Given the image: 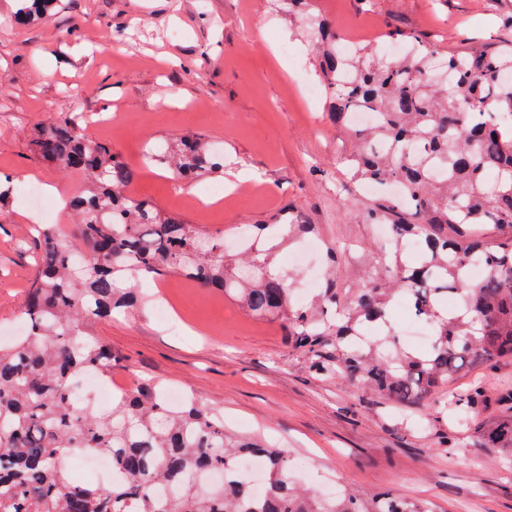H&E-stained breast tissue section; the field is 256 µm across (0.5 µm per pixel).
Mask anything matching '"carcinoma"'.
Returning a JSON list of instances; mask_svg holds the SVG:
<instances>
[{"label":"carcinoma","mask_w":512,"mask_h":512,"mask_svg":"<svg viewBox=\"0 0 512 512\" xmlns=\"http://www.w3.org/2000/svg\"><path fill=\"white\" fill-rule=\"evenodd\" d=\"M58 0H18L15 21L47 17ZM306 33L321 49L320 79L329 117L354 136L352 177L386 188L363 204L367 224H387L395 242L415 239L412 260L400 248L385 259L365 256L362 286L328 327L314 309L290 303L288 278L272 271L280 242L302 238L313 224H258L242 240L252 266L241 276L228 263L224 238L205 237L126 194L134 172L105 144L85 134L81 116L41 127L32 146L60 170L81 173L85 191L71 201L79 215L67 239L50 224L39 234V275L23 303L25 335L0 346V512H431L422 501L380 493L334 499L295 486L278 448L224 432V416L193 399L167 405L141 385L106 409H73L71 388L89 372L107 377L112 350L91 332L96 320L141 302L145 273L175 272L203 288L237 298L258 316L278 318L310 354V368L336 375L399 407L442 397L475 363L512 357V48L471 47L443 57L449 81L426 68L434 46L386 62L364 45L352 56L326 19L309 14ZM373 124H349L353 108ZM149 164L180 180L224 173V151L194 132L156 143ZM490 225L495 234L487 236ZM483 268L473 282L468 269ZM460 296L445 314L448 294ZM409 298L431 326V346L413 354L396 346L390 305ZM486 400L474 386L455 397L459 423ZM477 448L512 455V416L477 431ZM83 450L112 454L119 477L103 487L73 475L64 459ZM267 462L264 495L231 472L238 455Z\"/></svg>","instance_id":"obj_1"}]
</instances>
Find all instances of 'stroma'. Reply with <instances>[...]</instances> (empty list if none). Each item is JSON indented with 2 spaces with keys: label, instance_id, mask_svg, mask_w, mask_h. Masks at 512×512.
<instances>
[{
  "label": "stroma",
  "instance_id": "stroma-1",
  "mask_svg": "<svg viewBox=\"0 0 512 512\" xmlns=\"http://www.w3.org/2000/svg\"><path fill=\"white\" fill-rule=\"evenodd\" d=\"M16 0H0V175L12 194L0 208V337L21 322L38 274L28 227L31 182L75 197L78 173L34 153L36 130L61 121L82 92L87 112L111 113L103 139L135 173L132 191L200 232L233 237L275 216L315 225L313 252L300 270L282 249L277 268L293 277L295 307L314 294L310 272H323L327 246L341 253L336 289L348 301L361 284L364 251L386 254V231L364 223L344 164L351 142L329 122L328 98L308 96L301 81L319 78V56L305 37V15L278 0H62L48 20L17 25ZM343 37L393 57L386 32H415L440 52L490 43L512 45V0H308ZM268 47L251 48L257 27ZM193 131L224 150L223 183L240 196L203 217L212 180L177 182L147 166L160 140ZM146 302L132 314L97 321L92 331L112 351L115 395L153 381L222 411L229 432L277 444L290 476L319 495L333 486L364 496L391 491L433 512H512V459H477L474 428H457L436 407L404 412L333 376L316 374L284 325L243 309L223 292L172 272L142 279ZM167 318H159V307ZM512 385V359L478 366L457 383L483 386L477 421L512 411L498 391ZM450 451H443L444 441Z\"/></svg>",
  "mask_w": 512,
  "mask_h": 512
}]
</instances>
